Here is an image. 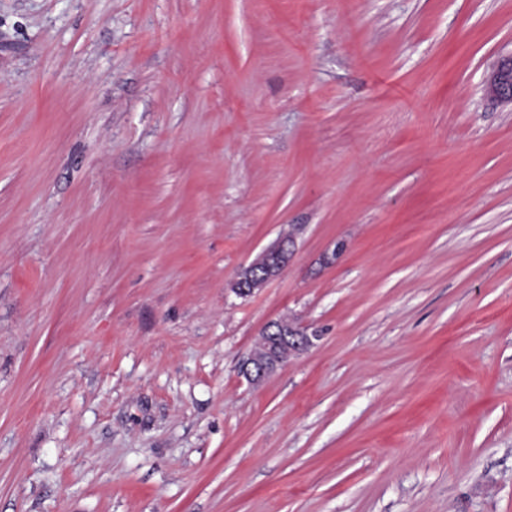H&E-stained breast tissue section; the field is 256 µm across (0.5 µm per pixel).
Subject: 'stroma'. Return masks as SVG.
Returning <instances> with one entry per match:
<instances>
[{"mask_svg":"<svg viewBox=\"0 0 512 512\" xmlns=\"http://www.w3.org/2000/svg\"><path fill=\"white\" fill-rule=\"evenodd\" d=\"M510 54L512 0H0V512H512ZM488 85L496 97L512 102V54L491 73ZM294 255L295 240L291 235L276 238L264 247L249 265L239 270L234 286H241L242 288H233V290L240 295L248 293L249 290L244 285L246 281L252 278V274L257 273V268L261 270L260 279L263 286L266 282L284 272ZM298 321L281 319L267 322L259 331L256 342L261 348L251 350L240 365V374L248 383L256 385L277 374L313 345L316 331Z\"/></svg>","mask_w":512,"mask_h":512,"instance_id":"1","label":"stroma"}]
</instances>
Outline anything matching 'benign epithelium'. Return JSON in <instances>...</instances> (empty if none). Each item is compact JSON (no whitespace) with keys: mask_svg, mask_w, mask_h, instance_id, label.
<instances>
[{"mask_svg":"<svg viewBox=\"0 0 512 512\" xmlns=\"http://www.w3.org/2000/svg\"><path fill=\"white\" fill-rule=\"evenodd\" d=\"M488 85L496 97L512 102V55L504 59L491 73ZM295 255V240L292 236H280L264 247L257 257L237 273L234 285L241 295L248 293L246 281L252 274L260 273L266 283L284 272ZM316 332L298 322L281 319L267 322L259 331L258 338L264 341L260 348L252 350L240 365V374L248 383L256 385L277 374L299 355L313 345Z\"/></svg>","mask_w":512,"mask_h":512,"instance_id":"1","label":"benign epithelium"}]
</instances>
